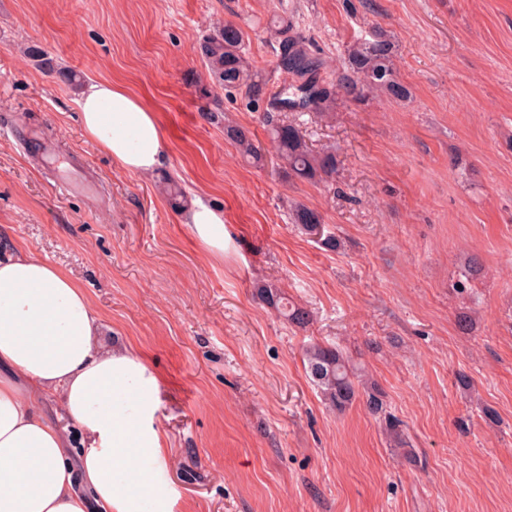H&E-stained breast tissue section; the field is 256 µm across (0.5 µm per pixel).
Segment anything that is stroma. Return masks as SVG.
<instances>
[{
    "mask_svg": "<svg viewBox=\"0 0 512 512\" xmlns=\"http://www.w3.org/2000/svg\"><path fill=\"white\" fill-rule=\"evenodd\" d=\"M276 7L0 0V244L78 280L104 344L158 377L164 495L149 512H512V0H291L298 33L333 66L381 27L410 90L342 98L316 121L288 115L336 161L315 181L279 166L264 104L212 83L195 49L218 25L243 26L277 90L275 44L255 26ZM70 73L120 81L157 112L166 157L153 177L85 136ZM228 124L263 166L239 155ZM50 153L92 193L59 194ZM172 182L223 210V258L182 224ZM296 204L333 244L293 223ZM473 258L485 275L459 293ZM265 285L312 323L290 324ZM312 342L361 363L416 462L365 398L325 405L303 363ZM224 133L236 144L237 150L242 157L252 160L257 165L262 164L264 156L261 150L244 130L227 125L224 127Z\"/></svg>",
    "mask_w": 512,
    "mask_h": 512,
    "instance_id": "1",
    "label": "stroma"
}]
</instances>
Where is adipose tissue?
Returning a JSON list of instances; mask_svg holds the SVG:
<instances>
[{
	"label": "adipose tissue",
	"instance_id": "ef3b65f1",
	"mask_svg": "<svg viewBox=\"0 0 512 512\" xmlns=\"http://www.w3.org/2000/svg\"><path fill=\"white\" fill-rule=\"evenodd\" d=\"M87 138L120 169L152 175L164 162L156 112L121 85L78 90ZM183 222L215 258L224 256V213L198 203ZM84 288L24 250L0 256V512H146L159 499L150 468L165 446L154 424L158 380L127 350L101 344ZM56 402L83 450L43 419Z\"/></svg>",
	"mask_w": 512,
	"mask_h": 512
}]
</instances>
